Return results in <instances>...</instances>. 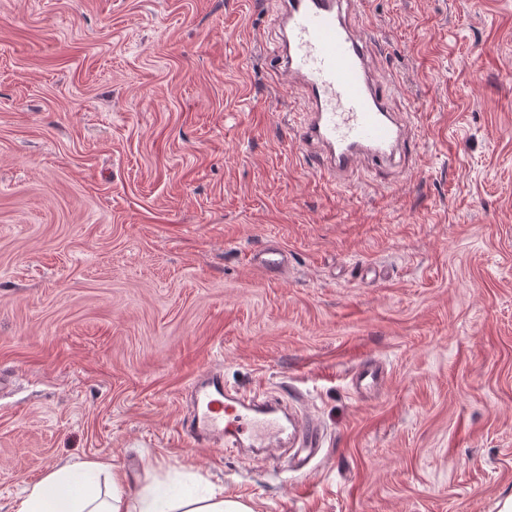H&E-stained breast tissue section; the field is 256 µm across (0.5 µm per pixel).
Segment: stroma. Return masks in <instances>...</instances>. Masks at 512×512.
<instances>
[{
    "mask_svg": "<svg viewBox=\"0 0 512 512\" xmlns=\"http://www.w3.org/2000/svg\"><path fill=\"white\" fill-rule=\"evenodd\" d=\"M275 9L0 0V512L99 458L256 512L512 500V0H363L412 138L345 185L298 143ZM272 240L282 276L247 261ZM208 370L318 424L304 475L186 444ZM384 376V366L378 361L371 360L359 365L351 377L356 390L371 391L378 387Z\"/></svg>",
    "mask_w": 512,
    "mask_h": 512,
    "instance_id": "obj_1",
    "label": "stroma"
}]
</instances>
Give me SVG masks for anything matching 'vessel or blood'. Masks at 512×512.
I'll use <instances>...</instances> for the list:
<instances>
[{
    "instance_id": "b4317fda",
    "label": "vessel or blood",
    "mask_w": 512,
    "mask_h": 512,
    "mask_svg": "<svg viewBox=\"0 0 512 512\" xmlns=\"http://www.w3.org/2000/svg\"><path fill=\"white\" fill-rule=\"evenodd\" d=\"M360 5L361 0H278L276 10L283 39L275 58L288 84L304 94L299 141L312 151L314 169L333 183L349 180L367 159L392 160L410 139L388 107L390 87L381 85L366 58L365 32L355 22ZM251 261L278 276L288 268V251L270 245ZM383 376L382 363L372 360L356 368L351 382L370 391ZM190 400L191 412L180 427L187 444L230 436L237 446L266 455L287 442L296 450L299 471L317 453V432L303 415L233 397L224 390L221 371L194 382Z\"/></svg>"
}]
</instances>
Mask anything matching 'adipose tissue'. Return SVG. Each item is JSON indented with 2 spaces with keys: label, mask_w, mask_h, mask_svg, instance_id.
Wrapping results in <instances>:
<instances>
[{
  "label": "adipose tissue",
  "mask_w": 512,
  "mask_h": 512,
  "mask_svg": "<svg viewBox=\"0 0 512 512\" xmlns=\"http://www.w3.org/2000/svg\"><path fill=\"white\" fill-rule=\"evenodd\" d=\"M15 512H255L249 502L225 494L223 486L193 475L176 487L152 479L137 495L124 474L99 460L60 468L26 488Z\"/></svg>",
  "instance_id": "1"
}]
</instances>
